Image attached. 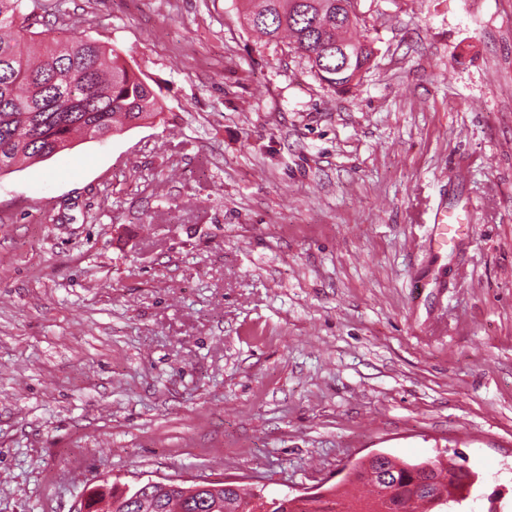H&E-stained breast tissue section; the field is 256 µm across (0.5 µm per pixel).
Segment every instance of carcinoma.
<instances>
[{
  "label": "carcinoma",
  "mask_w": 512,
  "mask_h": 512,
  "mask_svg": "<svg viewBox=\"0 0 512 512\" xmlns=\"http://www.w3.org/2000/svg\"><path fill=\"white\" fill-rule=\"evenodd\" d=\"M247 26L269 41L287 38L309 61L320 81L345 90L357 84L374 55L366 41L351 30L357 15H348L336 0H241ZM24 0H0V172L33 165L70 148L74 139H103L123 126L137 125L162 114L163 107L144 79L112 49L88 37L74 35L58 49L49 32L31 31ZM430 474L413 473L416 464L387 458L394 480L379 490L374 468L360 466L351 483L369 484L374 498L356 501L344 512H438L430 492L467 499L479 482L472 473L469 486L457 479V464L436 457L427 460ZM337 489L329 488L302 505L300 512H337ZM133 492L112 483V503L119 512ZM224 512H291L288 496L266 498L244 489L222 491ZM208 501L167 496L162 512H212Z\"/></svg>",
  "instance_id": "cac0c4a2"
}]
</instances>
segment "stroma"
<instances>
[{"label":"stroma","instance_id":"1","mask_svg":"<svg viewBox=\"0 0 512 512\" xmlns=\"http://www.w3.org/2000/svg\"><path fill=\"white\" fill-rule=\"evenodd\" d=\"M26 5L163 112L0 174V512L105 477L351 502L370 453L448 448L512 512V0H354L346 91L240 0ZM433 224L431 238L438 247H446L454 245L458 236V230L455 229V225L451 219V215H448V211L442 212L435 219Z\"/></svg>","mask_w":512,"mask_h":512}]
</instances>
